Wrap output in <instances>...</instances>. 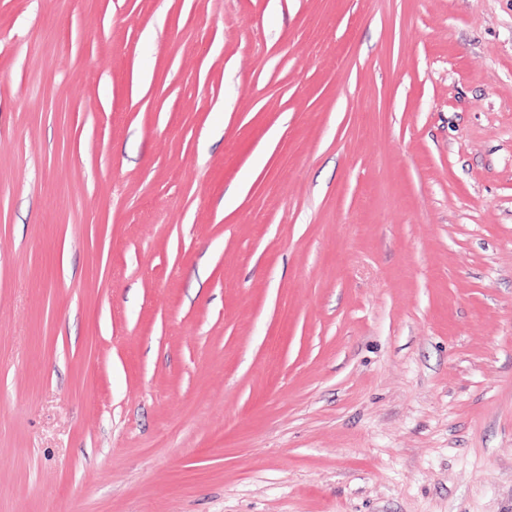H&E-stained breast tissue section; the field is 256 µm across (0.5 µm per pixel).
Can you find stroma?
<instances>
[{
    "instance_id": "1",
    "label": "stroma",
    "mask_w": 512,
    "mask_h": 512,
    "mask_svg": "<svg viewBox=\"0 0 512 512\" xmlns=\"http://www.w3.org/2000/svg\"><path fill=\"white\" fill-rule=\"evenodd\" d=\"M0 512H512V0H0Z\"/></svg>"
}]
</instances>
